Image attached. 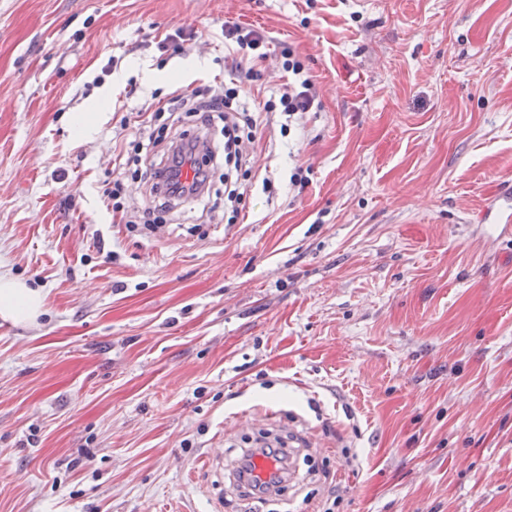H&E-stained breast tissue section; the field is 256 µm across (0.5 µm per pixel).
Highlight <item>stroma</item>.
Masks as SVG:
<instances>
[{"label":"stroma","mask_w":512,"mask_h":512,"mask_svg":"<svg viewBox=\"0 0 512 512\" xmlns=\"http://www.w3.org/2000/svg\"><path fill=\"white\" fill-rule=\"evenodd\" d=\"M228 21L321 109L265 127L274 195L132 235L121 121L224 77ZM508 177L512 0H0V271L45 297L0 329V512H512V239L475 224ZM292 430L277 500L223 485Z\"/></svg>","instance_id":"35a3bbf8"}]
</instances>
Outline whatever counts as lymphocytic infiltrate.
Returning a JSON list of instances; mask_svg holds the SVG:
<instances>
[{"label": "lymphocytic infiltrate", "mask_w": 512, "mask_h": 512, "mask_svg": "<svg viewBox=\"0 0 512 512\" xmlns=\"http://www.w3.org/2000/svg\"><path fill=\"white\" fill-rule=\"evenodd\" d=\"M269 40L261 32L235 22L224 24V65L232 80L230 87L204 90L175 89L163 109L170 115L199 117L206 128L220 127L222 137L205 152L196 144L167 139L163 128L139 125L134 140L128 144L139 166L134 176L149 183L158 197L153 207L144 209L128 221L129 232L153 230L163 214L169 213L172 199L212 201L216 190L210 162L224 160V199L232 205L243 203L254 183L253 164L246 151L260 133L262 113H279L284 121L281 131L319 107V94L313 75L306 68L298 49L288 48L280 55V65L288 81L278 97L257 102L252 87L261 68L270 58ZM192 165V183H184L182 169Z\"/></svg>", "instance_id": "f902f5d3"}]
</instances>
